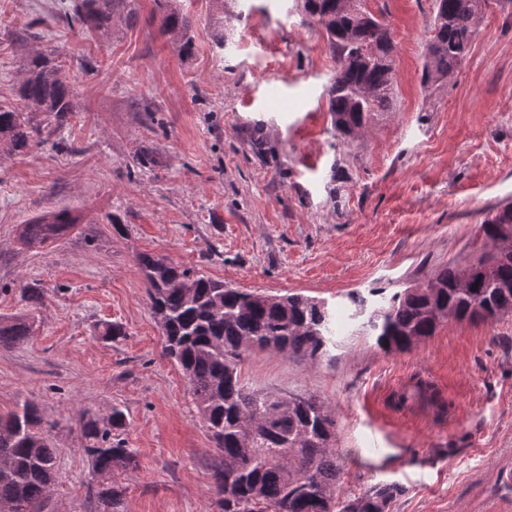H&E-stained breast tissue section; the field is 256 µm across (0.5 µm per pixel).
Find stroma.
Listing matches in <instances>:
<instances>
[{
    "mask_svg": "<svg viewBox=\"0 0 512 512\" xmlns=\"http://www.w3.org/2000/svg\"><path fill=\"white\" fill-rule=\"evenodd\" d=\"M59 2L0 0V108L18 107L40 51L55 52L76 106L54 139L0 158V318L34 323L27 343L0 349V414L30 398L51 424L53 512H90L78 420L115 407L125 423L112 436L140 462L118 478L121 512H220V457L163 354L141 253L335 312L316 360L256 349L240 370L252 390L329 406L342 495L395 483L392 512H512V314L452 321L394 353L351 320L348 299L427 281L481 247V224L512 202V0H488L467 59L428 87L434 0H369L396 45V98L348 141L327 107L335 62L302 0H183L188 57L155 0H137L136 24L107 35L59 19ZM61 210L77 219L63 239L21 244L22 224ZM24 284L45 299H25ZM106 322L124 336H102Z\"/></svg>",
    "mask_w": 512,
    "mask_h": 512,
    "instance_id": "obj_1",
    "label": "stroma"
}]
</instances>
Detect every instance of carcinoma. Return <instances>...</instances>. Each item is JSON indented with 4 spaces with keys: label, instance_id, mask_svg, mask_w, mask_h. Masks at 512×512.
<instances>
[{
    "label": "carcinoma",
    "instance_id": "1",
    "mask_svg": "<svg viewBox=\"0 0 512 512\" xmlns=\"http://www.w3.org/2000/svg\"><path fill=\"white\" fill-rule=\"evenodd\" d=\"M486 0H435L436 12L425 47L422 82L448 78L471 51ZM164 34L188 56L192 23L180 0H156ZM327 36L336 70L328 89V112L343 138L367 129L390 111L395 93V44L385 20L364 17L357 0H304ZM73 9L87 27L107 34L115 21L137 17L135 0H76ZM71 83L51 59L38 54L26 64L20 107L0 109V156L23 155L63 128L75 105ZM75 224L60 212L23 225L21 238L39 248L63 238ZM512 227V210L496 211L481 225L488 240ZM137 262L148 282L153 314L164 336L163 354L187 379L220 456L211 491L220 512H391L401 493L392 483L377 484L357 496L338 493L341 467L336 426L328 406L312 395L285 403L252 391L238 366L250 342L314 360L332 335L333 314L325 303L301 294L252 296L174 264L164 256L141 253ZM450 262L431 277L432 287H407L393 294L367 318L377 346L389 352L410 349L450 321L488 322L512 313V250L482 252ZM25 318L0 319V348L28 341ZM125 422L112 408L103 423L83 414L84 451L96 485V512H120L122 491L116 476L137 467L133 453L112 439ZM58 479L57 452L39 407L26 399L0 416V512H42Z\"/></svg>",
    "mask_w": 512,
    "mask_h": 512
}]
</instances>
